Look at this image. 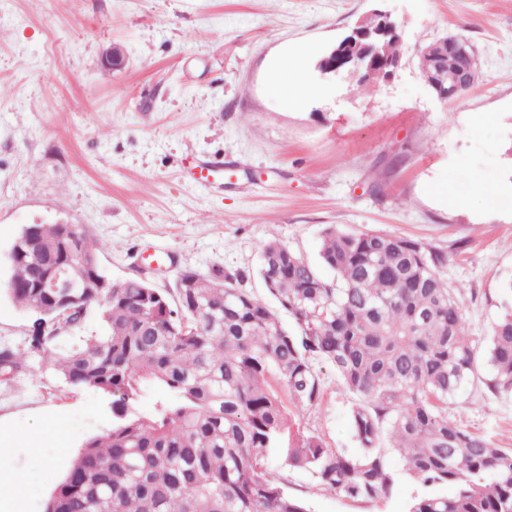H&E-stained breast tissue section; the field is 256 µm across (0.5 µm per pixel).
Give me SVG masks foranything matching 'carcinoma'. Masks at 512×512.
Here are the masks:
<instances>
[{"instance_id": "cac0c4a2", "label": "carcinoma", "mask_w": 512, "mask_h": 512, "mask_svg": "<svg viewBox=\"0 0 512 512\" xmlns=\"http://www.w3.org/2000/svg\"><path fill=\"white\" fill-rule=\"evenodd\" d=\"M101 245L76 224H27L9 252L5 290L36 315L30 347L41 351L61 301L37 287L53 265L72 262L88 314L101 332L53 356L72 388L112 397V430L88 439L45 512H309L270 467L277 456L326 490L377 501L398 475L422 487L408 512H512V450L496 448L448 413V402L490 367L485 385L512 396V305L498 317L484 357L468 333L459 295L445 279L448 254L382 233L324 229L319 263L272 241L258 274L295 331L243 288L242 274L185 270L176 295L141 278L104 294ZM330 362L357 398L353 452L327 448L301 429ZM24 367L0 351V373ZM147 384L160 397L148 412ZM401 462L393 468L390 455ZM452 485V495L434 488Z\"/></svg>"}]
</instances>
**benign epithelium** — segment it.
Instances as JSON below:
<instances>
[{
	"instance_id": "benign-epithelium-1",
	"label": "benign epithelium",
	"mask_w": 512,
	"mask_h": 512,
	"mask_svg": "<svg viewBox=\"0 0 512 512\" xmlns=\"http://www.w3.org/2000/svg\"><path fill=\"white\" fill-rule=\"evenodd\" d=\"M396 31L398 27L388 13L375 11L336 42L330 53L319 61L316 70L326 77H334L342 71L357 79L364 75L370 77L380 59L379 38ZM420 67L427 85L445 101L457 99L460 93L473 87L478 78L475 58L470 49L454 37L428 46L421 55ZM39 287L67 293L74 287L69 267H51L42 276Z\"/></svg>"
}]
</instances>
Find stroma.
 <instances>
[{"mask_svg": "<svg viewBox=\"0 0 512 512\" xmlns=\"http://www.w3.org/2000/svg\"><path fill=\"white\" fill-rule=\"evenodd\" d=\"M396 21L401 65L388 81L326 78L318 59L372 11ZM457 35L479 78L440 100L422 48ZM303 44L308 94L288 99L270 73ZM124 59L110 67L105 54ZM0 283L27 224H76L103 242L99 266L174 291L180 272H246L265 290L261 251L279 241L316 259L323 230L377 231L447 252L466 326L486 338L512 280V0H0ZM212 164L209 183L193 169ZM497 190L493 200L477 183ZM35 314L0 290V349L27 353L0 376V426L22 441L12 462L29 492L16 512H44L82 446L112 428V399L69 387L50 356L94 334L91 311L43 353L28 350ZM318 406L300 419L326 447L354 449L355 397L316 358ZM448 411L512 449V397L483 383ZM310 512H406L419 489L400 477L375 502L325 491L271 462Z\"/></svg>", "mask_w": 512, "mask_h": 512, "instance_id": "35a3bbf8", "label": "stroma"}]
</instances>
